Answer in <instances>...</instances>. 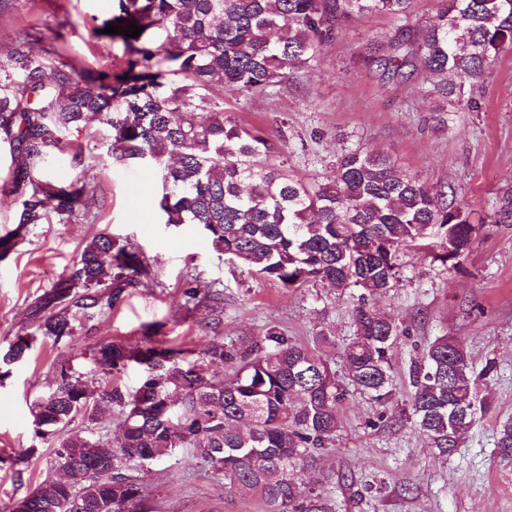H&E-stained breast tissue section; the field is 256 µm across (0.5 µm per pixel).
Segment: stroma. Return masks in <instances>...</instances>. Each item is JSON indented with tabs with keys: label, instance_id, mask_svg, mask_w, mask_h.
Here are the masks:
<instances>
[{
	"label": "stroma",
	"instance_id": "stroma-1",
	"mask_svg": "<svg viewBox=\"0 0 512 512\" xmlns=\"http://www.w3.org/2000/svg\"><path fill=\"white\" fill-rule=\"evenodd\" d=\"M117 5L0 0V52L27 27L61 48L76 69L112 71L123 48L95 28ZM395 30L386 14L360 19L325 45L312 67L271 94L225 92L224 113L282 140L280 162L304 180L333 175L349 150L384 153L427 185L453 186L472 210L480 230L460 270L407 250L393 288L373 298L399 328L391 351L395 398L381 407L349 392L339 406L335 442L319 457L315 475L332 492L336 512H512V461L502 460L494 444L499 425L512 420V224L490 221L497 196L512 194V51L479 84L476 108L449 113L443 125L432 118L440 101L428 95L433 82L425 72L390 78L362 64L363 45ZM98 154L91 166L64 154L51 169L54 180L90 183L87 220L32 226L0 257V349L18 335L34 338L28 359L0 379V508L53 477L54 439L36 436L33 402L54 386L60 361L96 374L93 352L101 342L134 347L153 340L195 360L216 342L245 353L275 329L319 348L337 378H347L343 349L354 334L358 289L339 292L320 282L287 289L225 261L201 233L161 224L162 185L154 171L116 163L104 144ZM100 232L140 255L151 286L126 288L110 311L79 317L71 335H38L36 304ZM212 282L222 284V300L187 305L188 289ZM443 335L464 343L476 368L494 364L477 385L489 409L448 456L439 455L403 411L413 365ZM29 447L33 455L17 462ZM136 474L150 512H260L257 498L226 493L185 449L137 466Z\"/></svg>",
	"mask_w": 512,
	"mask_h": 512
}]
</instances>
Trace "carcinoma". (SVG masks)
<instances>
[{
	"instance_id": "obj_1",
	"label": "carcinoma",
	"mask_w": 512,
	"mask_h": 512,
	"mask_svg": "<svg viewBox=\"0 0 512 512\" xmlns=\"http://www.w3.org/2000/svg\"><path fill=\"white\" fill-rule=\"evenodd\" d=\"M413 0H118V14L95 29L123 46L112 71L82 72L64 54L19 31L0 54V145L9 146L10 184L18 200L16 226L0 246L36 224H65L83 210L86 184L58 183L47 171L68 152L80 164L96 159L90 120L112 133V158L143 163L162 182V223L197 229L224 259L284 288L321 282L359 288L355 336L344 349L349 384L380 406L395 397L390 352L396 322L369 298L397 281L404 248L437 244V260L456 269L476 230L455 189L430 187L389 156L359 149L339 158L336 176L309 183L268 163L278 144L258 128L224 116L216 82L249 97L267 95L294 72L311 66L346 25L374 14L396 22L395 35L367 47L366 61L382 74L409 77L423 69L433 91L457 109L476 107L474 89L498 57L512 50V0H444L422 25L411 21ZM123 23H118V20ZM142 28L136 38L103 34L107 25ZM469 84H464V81ZM85 132L74 143L67 132ZM493 224H512V194L502 196ZM140 257L111 236L95 235L76 268L43 294L42 335H71L77 319L72 293L84 289L82 309H112L124 288L144 284ZM187 303L219 300L207 286L189 289ZM265 347L238 356L221 343L199 361L180 364L184 350L147 341L137 348L110 341L94 351L105 374L144 364L133 392L84 376L70 362L56 369L52 390L33 406L37 434L67 426L82 412L116 411L120 436L111 443L86 431L57 438L52 470L66 469L68 487L45 481L30 512H147L132 464L189 449L224 484L257 498L263 512H336L332 496L311 473L334 442L338 405L346 389L315 348L269 330ZM18 336L0 352V365L23 361L31 349ZM240 360L229 379L208 366ZM409 408L419 431L450 455L487 403L478 398L470 353L452 336L427 348L411 372ZM495 448L512 460V421L499 426Z\"/></svg>"
}]
</instances>
